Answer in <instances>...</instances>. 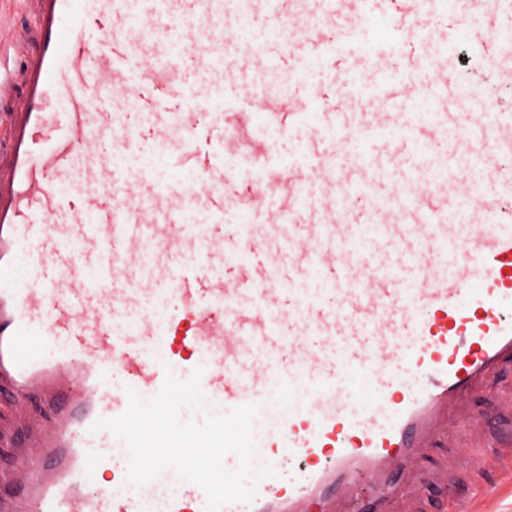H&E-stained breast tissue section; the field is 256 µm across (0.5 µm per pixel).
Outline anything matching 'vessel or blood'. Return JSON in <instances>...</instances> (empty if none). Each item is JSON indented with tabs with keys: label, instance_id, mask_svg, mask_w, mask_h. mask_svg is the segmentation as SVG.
<instances>
[{
	"label": "vessel or blood",
	"instance_id": "obj_1",
	"mask_svg": "<svg viewBox=\"0 0 512 512\" xmlns=\"http://www.w3.org/2000/svg\"><path fill=\"white\" fill-rule=\"evenodd\" d=\"M331 6L351 42L294 25L301 51L345 75L336 96L309 91L331 120L311 127L310 113L242 77L237 98L266 116L255 144L243 112L191 101L193 72L223 82L225 43L239 44L242 73L254 54L244 27L218 23L224 0H152L162 23L144 45L121 36L140 24L130 0H40V39L0 137V405L35 409L50 429L36 457L0 472V512H206L193 483L155 507L127 478L123 441L93 428L123 414L129 392L150 399L167 375L198 368L204 400L185 419L262 403L277 383L302 391L256 445L275 476L220 512H397L449 408L512 367V202L500 190L512 183V113L480 86L449 84L435 59L426 81L375 66L383 51L419 59L431 23L421 0H386L381 15L400 36L375 46L369 0H315L313 13ZM188 13L209 18L205 32L183 25ZM482 52L486 81H500L501 38ZM127 92L133 111H113ZM301 124L308 150L287 183L228 188L225 148L249 150L262 169ZM175 132L174 164L189 175L179 186L148 163L134 182L114 164L113 146L139 153ZM444 134L468 147L480 177L388 180L375 154L384 140L424 153ZM230 189L275 233L266 245L240 233L238 263L226 260ZM189 201L212 221L188 223ZM148 254L180 265L161 287L143 282ZM115 278L123 287L111 289ZM363 483L372 494L351 495Z\"/></svg>",
	"mask_w": 512,
	"mask_h": 512
}]
</instances>
